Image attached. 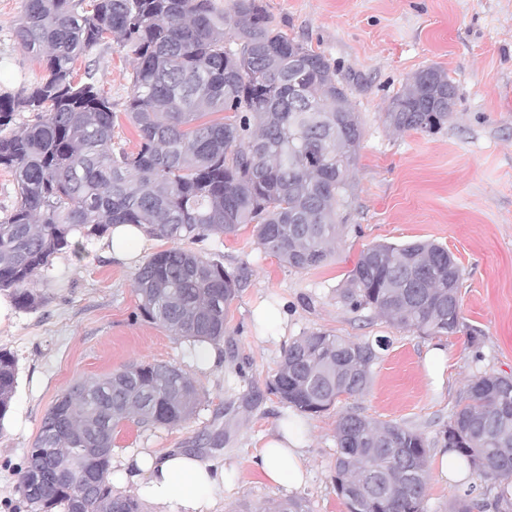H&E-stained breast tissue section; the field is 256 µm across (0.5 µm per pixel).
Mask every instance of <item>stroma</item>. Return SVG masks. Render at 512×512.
I'll return each instance as SVG.
<instances>
[{
  "label": "stroma",
  "mask_w": 512,
  "mask_h": 512,
  "mask_svg": "<svg viewBox=\"0 0 512 512\" xmlns=\"http://www.w3.org/2000/svg\"><path fill=\"white\" fill-rule=\"evenodd\" d=\"M261 2L289 37L330 60L359 115L362 139L339 210L346 229L334 256L317 268H289L257 248L249 224L200 242L199 250L244 274L225 312L219 362L205 369L195 345L140 316L136 263L112 259L96 237L84 240L81 255L57 254L34 282L44 305L14 309L11 326L0 328V349L11 351L18 367L11 408L0 423V512H25L16 468L56 398L134 361L177 365L195 381L201 403L178 427L124 423L114 434L113 461L182 449L224 464L236 480L213 512H271L287 499L302 501L305 512H347L332 475L336 421L350 409L426 439L425 512H448L467 492L480 512H504L491 482L476 478L463 487L444 480L439 451L467 380L486 372L512 375V0ZM23 5L0 0V93H18L44 74L13 36ZM89 67L118 114L115 143L134 149L137 132L123 114L131 57L102 44L79 58L76 78ZM428 67L444 70L455 87L452 118L435 133L393 132L385 119L391 97ZM420 240L447 247L460 266L461 312L479 330L478 344L461 333L399 329L339 302L336 289L367 246ZM262 308L280 309L282 322L258 325ZM319 329L386 345L362 395L311 415L280 403L266 383L283 348ZM285 417L307 427L310 478L300 489L268 485L254 463L265 435Z\"/></svg>",
  "instance_id": "35a3bbf8"
}]
</instances>
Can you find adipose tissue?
Returning a JSON list of instances; mask_svg holds the SVG:
<instances>
[{"label": "adipose tissue", "mask_w": 512, "mask_h": 512, "mask_svg": "<svg viewBox=\"0 0 512 512\" xmlns=\"http://www.w3.org/2000/svg\"><path fill=\"white\" fill-rule=\"evenodd\" d=\"M305 445L302 423L279 421L257 455L260 475L274 486H303L307 477ZM113 477L134 484L139 495L162 512H210L232 485L234 474L194 454L166 450L128 455Z\"/></svg>", "instance_id": "adipose-tissue-1"}]
</instances>
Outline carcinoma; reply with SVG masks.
<instances>
[{
	"label": "carcinoma",
	"mask_w": 512,
	"mask_h": 512,
	"mask_svg": "<svg viewBox=\"0 0 512 512\" xmlns=\"http://www.w3.org/2000/svg\"><path fill=\"white\" fill-rule=\"evenodd\" d=\"M15 40L45 63L42 81L0 95V167L20 203L0 218V289L35 310L30 288L51 258L79 253L72 233L99 236L116 224L144 225L175 246L135 274L140 314L194 343L224 341L226 307L242 279L205 254L179 246L251 224L258 248L294 269L332 257L345 225L337 209L362 138L335 66L278 30L260 0H25ZM112 42L132 56L125 116L137 150L112 142L117 113L94 69L74 65ZM455 87L429 67L396 93L386 121L396 131L433 132L452 117ZM18 112L33 119L14 125ZM229 112L225 121L205 120ZM461 269L432 241L364 249L337 297L391 325L427 336L477 331L463 321ZM377 350L368 341L316 330L293 339L267 383L301 413L330 409L370 384ZM17 383L15 356L0 350V421ZM199 389L178 366L133 362L61 394L45 414L18 472L27 512H142L112 490L116 428L175 427L199 405ZM443 444L512 503V377L468 380ZM429 448L418 432L357 411L336 424V490L348 512H424Z\"/></svg>",
	"instance_id": "1"
}]
</instances>
